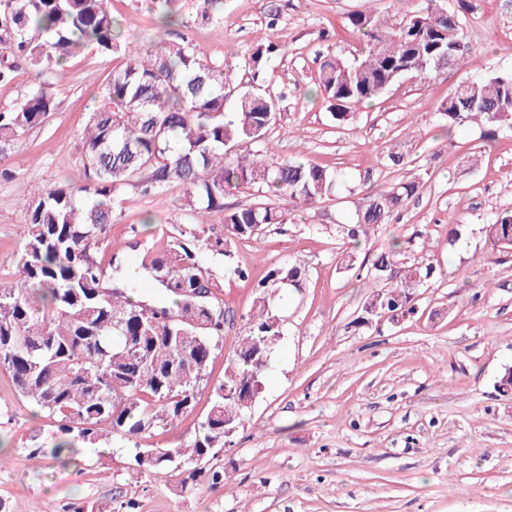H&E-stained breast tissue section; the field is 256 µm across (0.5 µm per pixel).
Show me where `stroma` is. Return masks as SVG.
Listing matches in <instances>:
<instances>
[{"label": "stroma", "mask_w": 512, "mask_h": 512, "mask_svg": "<svg viewBox=\"0 0 512 512\" xmlns=\"http://www.w3.org/2000/svg\"><path fill=\"white\" fill-rule=\"evenodd\" d=\"M472 2L463 31L477 66L399 81L339 124L317 78L324 56L358 53L347 16L371 11L395 23L425 0H224L216 24L201 21L195 0H181L178 24L164 30L145 0H112L128 42L183 36L207 60L224 63L231 92L281 93L274 153L341 170L348 183L293 223L233 242V262L248 279L228 273L223 258L206 259L229 312L209 366L214 384L244 332L256 284L289 263L306 269L302 288L277 302L283 337L263 392L231 447L202 463L223 468L229 487L141 469L123 442L83 449L76 467L48 456L29 460L31 435L50 441L54 425L0 368L7 512H512V393L499 390L512 367V248H492L482 230L512 213V130L486 144L476 126L446 133L437 111L457 84L512 71V0ZM270 42L278 54L255 70L252 54ZM118 63L91 50L71 59L57 75L56 112L0 153V278L22 247L31 188L85 182L81 136ZM409 132L408 163L388 168L386 146ZM413 177L424 183L420 193L375 227L359 253L374 257L397 240L407 260L432 264L435 274L418 289L414 314L356 326L374 285L339 266L341 242L330 227L354 214L363 191ZM184 196L177 182L160 200L123 188L109 240L135 247L142 259L162 252L183 220ZM452 213L462 221L453 244ZM209 406L210 392L201 390L190 414L142 447L190 443Z\"/></svg>", "instance_id": "stroma-1"}]
</instances>
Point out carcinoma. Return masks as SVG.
Masks as SVG:
<instances>
[{
    "mask_svg": "<svg viewBox=\"0 0 512 512\" xmlns=\"http://www.w3.org/2000/svg\"><path fill=\"white\" fill-rule=\"evenodd\" d=\"M181 0H152L160 23L169 25ZM201 18L217 23L223 0H196ZM112 0H0V84L13 81L22 60L34 83L12 105L0 108V151L19 141L56 110L59 67L83 51L118 55L101 100L89 114L79 155L88 172L80 187L38 189L25 204L26 234L16 261L15 280L0 282V368L9 371L21 396L57 420L51 454L79 464V448L101 441V426L135 445L158 429L173 427L209 387L210 407L193 442L174 448H135L140 467L160 471L184 463L180 474L194 480L197 462L224 447V426L243 425L247 407L224 390L260 391L275 345L264 336L282 333L272 293L299 289L306 277L298 264L271 270L258 285L255 311L224 368V379L209 386L207 369L224 336V303L204 253L231 259V241L254 238L294 212L336 194L345 181L304 159L281 160L268 148L279 96L245 91L234 111L225 108L224 65L199 56L187 40L162 38L131 46L121 39ZM473 9L426 8L398 23L370 12L348 17L362 44L348 61L326 56L319 64L318 89L339 123L350 110L382 96L403 74L430 79L448 68L476 60L463 37L462 15ZM448 132L467 123L483 125L490 141L500 127L512 128V73L462 82L438 107ZM387 163H407L404 146L387 149ZM185 188L184 211L190 222L167 249L141 261L142 279L158 290L147 301L133 297L139 281L124 277L122 259L111 256L106 272L97 252L107 240L114 199L135 183L161 196L171 181ZM288 197V207L260 203L224 208L230 185ZM421 180L393 182L360 198L354 215L335 224L344 268L356 265L362 241L385 224L405 202L419 194ZM213 212L224 213V234L198 246L197 228ZM492 246L512 241V214L484 225ZM394 243L371 263L366 277L381 285L363 306L359 324L384 315L415 311L416 288L431 279L430 265L400 262ZM210 293L206 303L193 297Z\"/></svg>",
    "mask_w": 512,
    "mask_h": 512,
    "instance_id": "carcinoma-1",
    "label": "carcinoma"
}]
</instances>
